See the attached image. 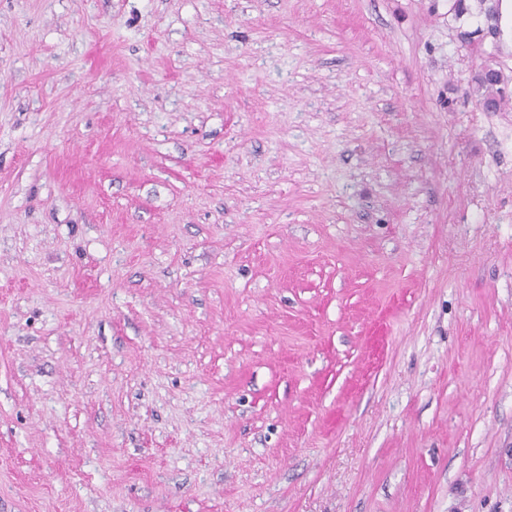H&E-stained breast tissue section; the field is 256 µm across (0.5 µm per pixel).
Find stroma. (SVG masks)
Instances as JSON below:
<instances>
[{
  "instance_id": "1",
  "label": "stroma",
  "mask_w": 512,
  "mask_h": 512,
  "mask_svg": "<svg viewBox=\"0 0 512 512\" xmlns=\"http://www.w3.org/2000/svg\"><path fill=\"white\" fill-rule=\"evenodd\" d=\"M450 0H0V512H512V102Z\"/></svg>"
}]
</instances>
